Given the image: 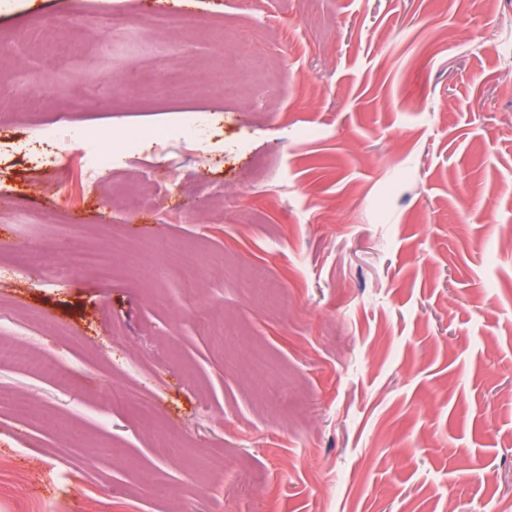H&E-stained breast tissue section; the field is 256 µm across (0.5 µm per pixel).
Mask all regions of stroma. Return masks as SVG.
I'll use <instances>...</instances> for the list:
<instances>
[{"label":"stroma","instance_id":"stroma-1","mask_svg":"<svg viewBox=\"0 0 512 512\" xmlns=\"http://www.w3.org/2000/svg\"><path fill=\"white\" fill-rule=\"evenodd\" d=\"M161 13L0 0V512H512V0ZM0 368L7 365H26L39 372H51L54 367L33 358L29 352L12 342L13 336H0Z\"/></svg>","mask_w":512,"mask_h":512}]
</instances>
